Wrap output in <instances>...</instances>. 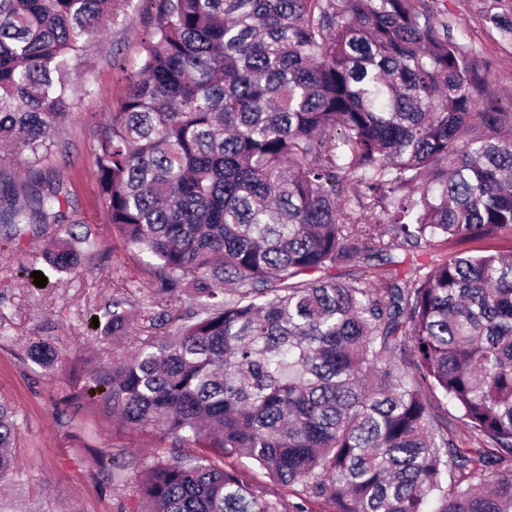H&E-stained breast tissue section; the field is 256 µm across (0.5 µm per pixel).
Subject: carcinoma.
I'll list each match as a JSON object with an SVG mask.
<instances>
[{"label":"carcinoma","mask_w":512,"mask_h":512,"mask_svg":"<svg viewBox=\"0 0 512 512\" xmlns=\"http://www.w3.org/2000/svg\"><path fill=\"white\" fill-rule=\"evenodd\" d=\"M124 2L0 0V163L25 171L0 173V224L61 225L43 254L59 273L90 234L37 164ZM155 4L93 148L115 236L152 257L102 308L101 339L133 350L83 390L162 442L133 493L112 481L121 512H512V253L431 257L512 240V101L430 0ZM138 290L164 335L138 332ZM23 360L61 364L47 341ZM17 426L1 401V483ZM484 249H497L503 252H508L512 249V241L508 239L494 238L476 239L455 245L451 250L467 252V254H483L481 250Z\"/></svg>","instance_id":"obj_1"}]
</instances>
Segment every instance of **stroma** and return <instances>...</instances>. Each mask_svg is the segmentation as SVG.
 Returning a JSON list of instances; mask_svg holds the SVG:
<instances>
[{"label": "stroma", "mask_w": 512, "mask_h": 512, "mask_svg": "<svg viewBox=\"0 0 512 512\" xmlns=\"http://www.w3.org/2000/svg\"><path fill=\"white\" fill-rule=\"evenodd\" d=\"M437 8L458 42L487 69L492 92L512 98V37L488 20L494 14L511 22L512 0H437ZM128 13L126 23L104 31L77 63L90 91L43 164L44 171L60 176L69 212L89 226L95 247L76 268L58 273L42 259L46 237L11 240L0 231V399L15 408L18 420L14 487L0 497V512H119L111 473L142 468L157 443L150 432L125 429L106 417L96 400L75 411L69 406L83 387L72 367L101 358L93 317L111 301L114 285L144 277L148 260L115 238L99 203L92 153L98 130L126 98L154 0H130ZM35 271L44 274L45 286L34 284ZM39 340L57 348L64 371L47 373L22 362V348ZM104 452L114 456L108 473L95 464Z\"/></svg>", "instance_id": "obj_1"}]
</instances>
